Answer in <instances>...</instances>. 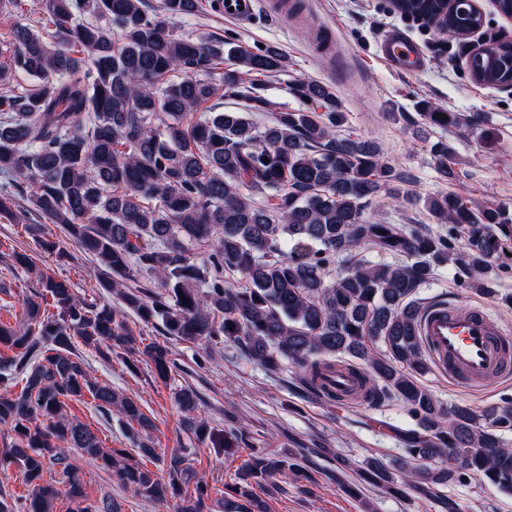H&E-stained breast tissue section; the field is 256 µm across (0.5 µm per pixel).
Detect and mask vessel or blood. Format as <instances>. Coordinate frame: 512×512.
<instances>
[{
    "label": "vessel or blood",
    "instance_id": "obj_1",
    "mask_svg": "<svg viewBox=\"0 0 512 512\" xmlns=\"http://www.w3.org/2000/svg\"><path fill=\"white\" fill-rule=\"evenodd\" d=\"M219 11L244 22L254 12V0H218ZM390 69L420 71L424 58L414 43L394 35L380 46ZM418 333L433 371L463 387H475L495 376L512 374V335L506 333L485 306L457 309L435 300L422 310Z\"/></svg>",
    "mask_w": 512,
    "mask_h": 512
}]
</instances>
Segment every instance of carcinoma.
I'll return each mask as SVG.
<instances>
[{
  "label": "carcinoma",
  "mask_w": 512,
  "mask_h": 512,
  "mask_svg": "<svg viewBox=\"0 0 512 512\" xmlns=\"http://www.w3.org/2000/svg\"><path fill=\"white\" fill-rule=\"evenodd\" d=\"M198 9L199 0H161L153 10L147 0H41L44 33L13 28L11 73L42 84L18 91L0 70V173L35 185L34 209L111 272L99 286L119 305L80 300L66 281L44 273L42 292L26 304L30 328L18 334L0 325V349L13 352L0 362V424L17 438L0 456V468L17 465L29 487L17 506L0 499V512H52L58 491L43 475L53 466L66 477L75 512H120L113 502L84 505L83 481L58 440L153 502L175 500L177 512L207 509L203 481L186 497L194 473L184 455L164 463L163 480L143 462L156 456L140 433L131 436L136 454L104 451L88 425L65 414L67 402L88 393L103 413L114 410L143 430L152 427L136 400L91 381L76 352L80 342L104 360L139 355L167 379L174 367L169 347L140 345L125 322L130 311L145 323L161 322L168 336L234 342L269 370L286 359L297 368L299 387L332 402L344 397L325 390L324 374L352 359L348 367L368 406L395 398L432 437L429 446L404 449L400 481L376 459L361 468L363 480L386 492L401 485L423 491L471 474L512 487V448L500 437L512 431V401L487 412L484 425L467 406L444 409L415 380L427 361L417 334L420 307L408 302L437 267L493 266L505 256L493 228L512 224V216L471 206L455 193L411 197L406 177L375 145L338 135L339 100L316 81L301 79L289 90L323 115L274 112L270 124L257 126L248 114L273 107L262 94L263 79L287 71L288 57L275 46L254 52L178 33L179 21ZM226 56L234 66L216 83L205 80ZM478 65L492 83L512 70V55H485L472 61ZM221 89L242 108L186 122ZM422 116L430 126L455 125L450 112ZM432 151L441 175L454 178L448 141ZM380 194L423 202L437 223L464 232V250L443 235L366 219L367 204ZM192 242L209 243L208 258L197 262ZM370 250L406 261L358 259L327 275L336 258ZM227 269L246 285L226 281ZM142 274L163 291L125 285ZM377 341L386 347L383 356L371 348ZM176 398L189 414V430L210 435L206 422L191 416L196 394L183 388ZM434 456L445 458L438 471L415 467ZM307 463L254 451L241 485L221 498L222 512H267L261 495L274 489L271 477L288 470L302 477Z\"/></svg>",
  "instance_id": "carcinoma-1"
}]
</instances>
